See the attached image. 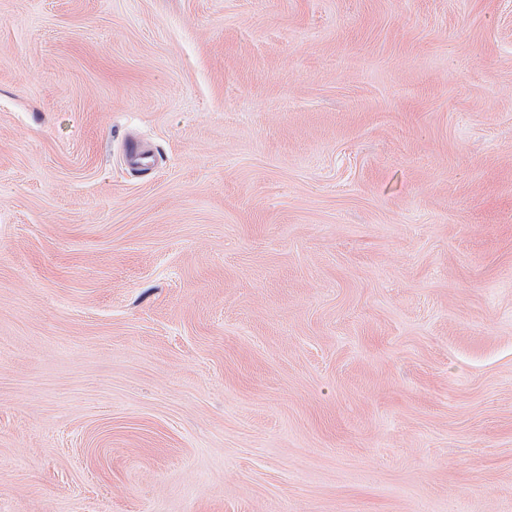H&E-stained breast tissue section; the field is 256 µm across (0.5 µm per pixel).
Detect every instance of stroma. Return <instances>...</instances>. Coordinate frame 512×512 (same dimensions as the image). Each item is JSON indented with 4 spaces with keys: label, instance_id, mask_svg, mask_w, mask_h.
<instances>
[{
    "label": "stroma",
    "instance_id": "1",
    "mask_svg": "<svg viewBox=\"0 0 512 512\" xmlns=\"http://www.w3.org/2000/svg\"><path fill=\"white\" fill-rule=\"evenodd\" d=\"M0 512H512V0H0Z\"/></svg>",
    "mask_w": 512,
    "mask_h": 512
}]
</instances>
